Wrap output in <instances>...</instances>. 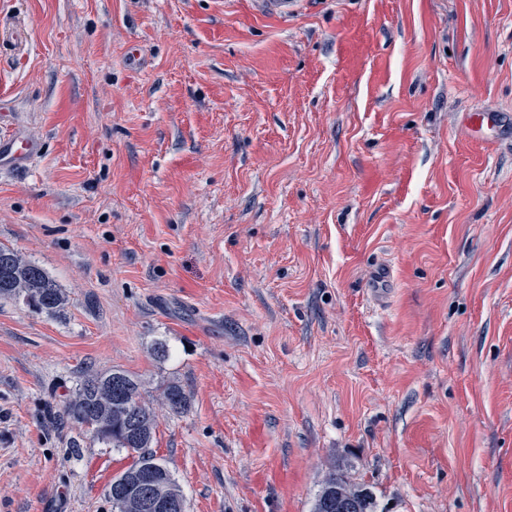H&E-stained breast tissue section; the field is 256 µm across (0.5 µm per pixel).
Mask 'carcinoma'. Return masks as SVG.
Listing matches in <instances>:
<instances>
[{
  "label": "carcinoma",
  "mask_w": 512,
  "mask_h": 512,
  "mask_svg": "<svg viewBox=\"0 0 512 512\" xmlns=\"http://www.w3.org/2000/svg\"><path fill=\"white\" fill-rule=\"evenodd\" d=\"M0 298L22 300L39 312L53 315L65 305L60 288L35 262L23 260L14 250L0 247ZM169 409L180 414L189 399L183 389L170 383L163 389ZM66 416L77 424L94 421L92 433L103 443L134 454V459L117 478L133 477L156 467L151 451L156 419L154 411L142 403L138 381L122 370L107 374H87L64 406ZM351 497L358 512H378L376 497L369 487L331 473L316 494L312 512H325L328 497Z\"/></svg>",
  "instance_id": "obj_1"
}]
</instances>
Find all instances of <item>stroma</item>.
I'll use <instances>...</instances> for the list:
<instances>
[{
	"label": "stroma",
	"instance_id": "obj_1",
	"mask_svg": "<svg viewBox=\"0 0 512 512\" xmlns=\"http://www.w3.org/2000/svg\"><path fill=\"white\" fill-rule=\"evenodd\" d=\"M298 4L0 0V246L66 298L0 300V512H112L115 369L187 512H512V0ZM37 151L36 143L28 138L16 137L0 141V157L2 154L4 160H11L12 163L31 159ZM352 497L359 505L358 512H378V503L376 497L369 487L351 482L343 475L335 472L330 473L321 485L316 494L312 512H325L326 500L329 496Z\"/></svg>",
	"mask_w": 512,
	"mask_h": 512
}]
</instances>
